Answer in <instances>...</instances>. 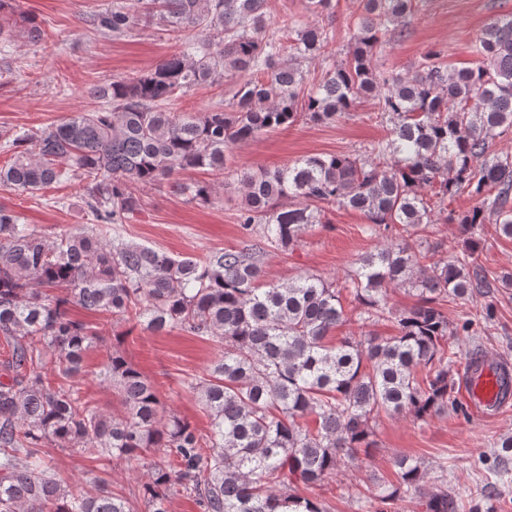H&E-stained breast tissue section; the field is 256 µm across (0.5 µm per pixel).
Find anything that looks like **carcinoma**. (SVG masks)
I'll list each match as a JSON object with an SVG mask.
<instances>
[{
    "mask_svg": "<svg viewBox=\"0 0 512 512\" xmlns=\"http://www.w3.org/2000/svg\"><path fill=\"white\" fill-rule=\"evenodd\" d=\"M359 3L350 58L307 93L301 62L331 54L324 24L286 16L271 32L267 0H118L92 18L97 32L122 38L157 16L168 31L195 30L200 40L139 76L94 88L97 109L38 133L0 135L13 153L0 167L1 187L33 193L78 177L92 217L48 233L0 208V342L8 348L0 362V512H137L96 475L77 491L64 485L45 460L50 448L107 465L163 449L140 485L146 512H170L175 492L200 512H330L317 497L289 493L291 485L319 487L372 447L382 412L425 420L458 406L450 340L472 322L450 324L442 302L494 287L478 262L488 215L512 238V153L492 150L512 132V15L475 38L476 66L450 72L429 54L415 73L388 81L374 49L388 23L411 14L412 0ZM17 31L39 36L32 20L0 25V35ZM241 75L225 109L168 107L179 93ZM362 97L374 98L377 118L390 124L370 155H307L236 177L244 196L237 221L254 236L250 248L198 259L120 239L140 209L129 183L206 169L215 180L170 184L205 203L228 186L234 145L301 116L332 122ZM462 191L479 200L458 218L465 249L427 265L434 249L406 233L433 227L445 201ZM325 204L361 212L372 233L393 239L360 256L341 289L316 275L260 284L265 249L295 245L322 223ZM392 287L418 298L396 317V335L329 341L345 322L342 291L359 320L376 323L390 313ZM71 305L156 333L220 340V359L187 380L209 431L165 416L152 382L117 350L100 376L117 389L125 415H106L83 398L73 379L103 337L72 318ZM309 417L313 428L301 423ZM393 466L396 480L379 486L380 512L413 495L425 512H455L447 485L428 486L420 462L401 455Z\"/></svg>",
    "mask_w": 512,
    "mask_h": 512,
    "instance_id": "carcinoma-1",
    "label": "carcinoma"
}]
</instances>
